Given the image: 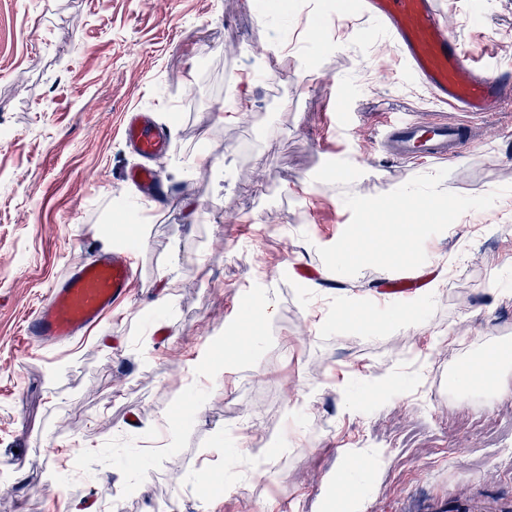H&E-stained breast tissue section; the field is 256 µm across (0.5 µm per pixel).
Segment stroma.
I'll use <instances>...</instances> for the list:
<instances>
[{"instance_id":"35a3bbf8","label":"stroma","mask_w":512,"mask_h":512,"mask_svg":"<svg viewBox=\"0 0 512 512\" xmlns=\"http://www.w3.org/2000/svg\"><path fill=\"white\" fill-rule=\"evenodd\" d=\"M441 2L480 65L512 67V0ZM321 3L307 18L285 0H0V512H79L88 497L322 512L340 470L361 512H512V369L507 394L448 391L512 337V106L475 119L482 140L456 160L374 152L386 117L446 108L355 0ZM134 109L170 131L162 210L125 180ZM389 189L412 250L397 263L366 241L368 261L338 263L359 201ZM105 224L141 245L131 300L65 349L20 348ZM425 268L409 303L377 296ZM267 288L275 316L254 312L239 339L238 309ZM203 357L223 359L222 383L194 369ZM382 373L396 383L371 399ZM271 437L285 451L252 479L247 451ZM343 448L384 464L361 470Z\"/></svg>"}]
</instances>
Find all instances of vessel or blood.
I'll return each mask as SVG.
<instances>
[{
	"label": "vessel or blood",
	"instance_id": "1",
	"mask_svg": "<svg viewBox=\"0 0 512 512\" xmlns=\"http://www.w3.org/2000/svg\"><path fill=\"white\" fill-rule=\"evenodd\" d=\"M362 2L365 14L381 25L404 67L436 101L480 117L512 104V73L478 65L471 49L452 33L439 0ZM122 136L146 160L172 148L150 113L141 110L127 114ZM480 138L477 128L445 116L396 117L375 133L379 149L404 161L454 160ZM127 179L146 196L158 183L157 173L147 165L131 169ZM134 252L135 244L129 241L74 261L24 325L22 336L29 347L53 351L87 338L131 297L136 283ZM416 288V281L407 276L382 283L378 293L388 300H403Z\"/></svg>",
	"mask_w": 512,
	"mask_h": 512
}]
</instances>
